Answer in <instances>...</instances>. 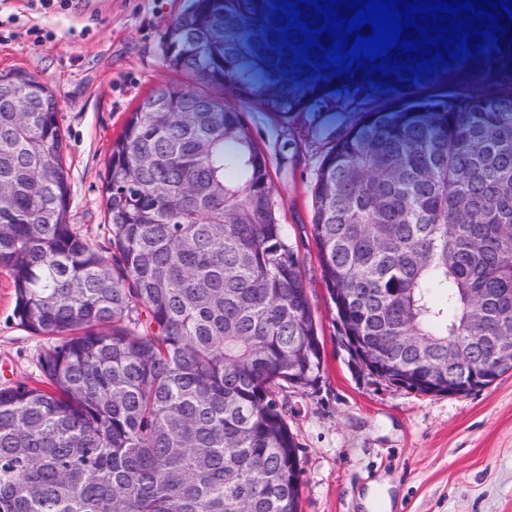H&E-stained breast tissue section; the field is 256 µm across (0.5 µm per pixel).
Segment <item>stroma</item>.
<instances>
[{
  "instance_id": "obj_1",
  "label": "stroma",
  "mask_w": 512,
  "mask_h": 512,
  "mask_svg": "<svg viewBox=\"0 0 512 512\" xmlns=\"http://www.w3.org/2000/svg\"><path fill=\"white\" fill-rule=\"evenodd\" d=\"M182 0H70L66 9L0 0V72L21 68L58 100L70 221L102 253L111 245L104 196L113 140L158 84L175 80L160 50ZM268 156L272 201L288 229L323 343L316 387L289 390L288 424L301 464V512H367L362 498L387 482L389 507L375 512H512V373L463 396L422 394L375 383L338 340L312 227L318 164L358 115L340 106L284 120L244 106ZM11 279L0 269V388L38 385L49 341L14 315Z\"/></svg>"
}]
</instances>
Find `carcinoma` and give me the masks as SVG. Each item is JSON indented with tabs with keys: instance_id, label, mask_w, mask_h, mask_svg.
<instances>
[{
	"instance_id": "cac0c4a2",
	"label": "carcinoma",
	"mask_w": 512,
	"mask_h": 512,
	"mask_svg": "<svg viewBox=\"0 0 512 512\" xmlns=\"http://www.w3.org/2000/svg\"><path fill=\"white\" fill-rule=\"evenodd\" d=\"M273 4L186 0L167 67L282 119L359 112L313 187L339 340L387 385L494 384L512 371V44L374 89L293 67ZM62 142L54 92L1 73L0 268L20 324L57 342L43 386L0 388V512H300L276 389L316 385L323 344L244 112L183 83L139 102L112 142L110 260L69 222Z\"/></svg>"
}]
</instances>
